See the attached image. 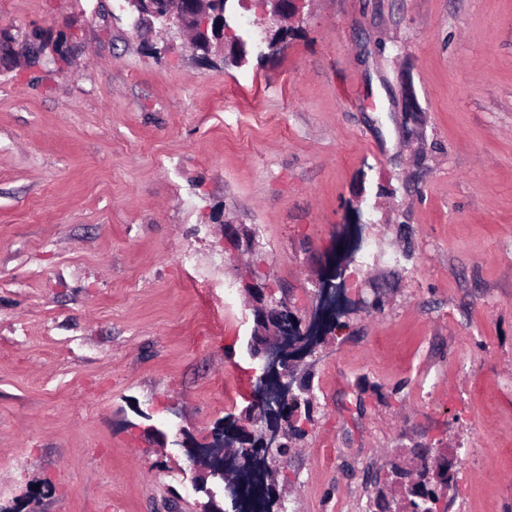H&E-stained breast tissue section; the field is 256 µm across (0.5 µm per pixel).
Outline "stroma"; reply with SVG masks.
<instances>
[{
    "label": "stroma",
    "mask_w": 512,
    "mask_h": 512,
    "mask_svg": "<svg viewBox=\"0 0 512 512\" xmlns=\"http://www.w3.org/2000/svg\"><path fill=\"white\" fill-rule=\"evenodd\" d=\"M9 25L68 60L0 66V512H200L176 438L246 406L245 281L310 321L336 262L289 512H366L415 443L458 458L449 512H512V0H308L239 67L125 0Z\"/></svg>",
    "instance_id": "35a3bbf8"
}]
</instances>
